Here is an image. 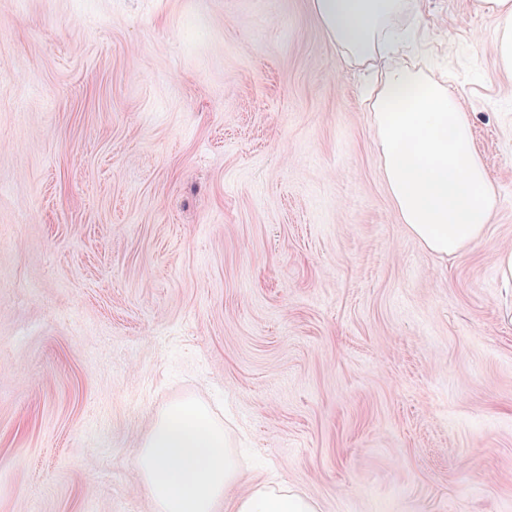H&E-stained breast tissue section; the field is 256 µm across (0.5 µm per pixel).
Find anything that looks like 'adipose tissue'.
<instances>
[{"instance_id": "1", "label": "adipose tissue", "mask_w": 512, "mask_h": 512, "mask_svg": "<svg viewBox=\"0 0 512 512\" xmlns=\"http://www.w3.org/2000/svg\"><path fill=\"white\" fill-rule=\"evenodd\" d=\"M493 22L500 68L512 73V0H472ZM342 60L368 73L375 148L395 212L428 251L463 252L483 236L496 193L461 100L419 69L394 63L409 0H311ZM155 512H216L225 489L247 482L231 512H318L281 477L246 481L224 427L198 401L170 407L134 460Z\"/></svg>"}]
</instances>
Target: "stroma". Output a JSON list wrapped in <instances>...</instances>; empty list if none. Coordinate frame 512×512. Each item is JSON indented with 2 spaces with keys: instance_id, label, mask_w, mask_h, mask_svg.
I'll return each mask as SVG.
<instances>
[{
  "instance_id": "stroma-1",
  "label": "stroma",
  "mask_w": 512,
  "mask_h": 512,
  "mask_svg": "<svg viewBox=\"0 0 512 512\" xmlns=\"http://www.w3.org/2000/svg\"><path fill=\"white\" fill-rule=\"evenodd\" d=\"M416 7L498 200L448 258L310 0H0V512H154L188 399L319 512H512V75Z\"/></svg>"
}]
</instances>
